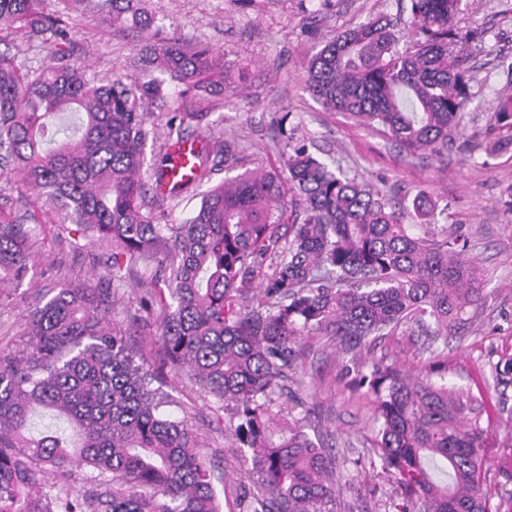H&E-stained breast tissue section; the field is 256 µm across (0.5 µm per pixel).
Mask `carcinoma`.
<instances>
[{"mask_svg":"<svg viewBox=\"0 0 512 512\" xmlns=\"http://www.w3.org/2000/svg\"><path fill=\"white\" fill-rule=\"evenodd\" d=\"M118 27L146 28L140 0H58ZM461 0H410L411 36L378 16L329 41L309 60L305 84L342 114L412 157L442 156L470 100L472 76L453 48L474 31L458 26ZM52 0H0V44L18 36L55 40L57 62L31 69L0 52V170L42 205L0 215V281L34 274L33 248L45 206L82 239L112 248L93 282L66 283L27 315V348L0 352V512H219L212 474L185 420L167 415L157 373L188 371L222 408L240 452L260 476L239 512H334L343 476L325 448L273 411L287 391L306 336L331 337L356 358L372 336L409 322L436 336L469 324L482 296L477 260L460 237L431 229L438 204L416 193L401 210L380 188L303 146L279 171L246 170L210 184L215 167L237 162L227 141L200 142L181 190L146 202L147 186L170 172L169 144L145 166L148 106L181 105L169 127L201 121L224 90V55L173 36L144 49L160 77L128 84L66 61L71 31ZM73 113L70 131L52 123ZM490 152L512 146V94L489 116ZM199 192L181 224L162 223L164 202ZM411 214L414 224L404 223ZM162 256L139 310L159 312L154 347L138 352L106 314L130 267ZM448 362L434 352L417 374L379 360L356 370L378 429L374 446L397 488L392 512H512L491 506L483 416L487 404L448 388ZM496 386L512 385V358L495 364ZM42 408L64 423L39 430ZM107 478L92 496L48 495L70 466Z\"/></svg>","mask_w":512,"mask_h":512,"instance_id":"carcinoma-1","label":"carcinoma"}]
</instances>
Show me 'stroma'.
Instances as JSON below:
<instances>
[{
  "label": "stroma",
  "mask_w": 512,
  "mask_h": 512,
  "mask_svg": "<svg viewBox=\"0 0 512 512\" xmlns=\"http://www.w3.org/2000/svg\"><path fill=\"white\" fill-rule=\"evenodd\" d=\"M141 5L153 16L147 30L70 14L67 61L98 76L118 67L128 80L145 82L153 74L136 65L142 47L176 34L205 42L224 51L239 93L217 96L207 119L186 123V132L200 140L236 142L242 152L239 170L282 168L285 147L275 126L283 116L294 142L307 144L331 168L358 175L397 200L422 190L446 204L437 225L467 238L481 264L484 295L468 328L448 340V383L496 400L491 369L512 356V147L489 156L476 144L498 95L512 94V0H461L458 24L477 36L455 53L473 68L475 79L454 143L440 158L401 156L378 135L324 109L305 86L306 62L326 40L383 14L408 15L407 0H142ZM39 233L32 280L19 288L0 283V349L14 354L27 344L25 317L33 308L62 284L90 279L103 269L99 244L72 248L74 225L44 224ZM155 268L152 262L136 266L110 311L112 323L138 345L150 344L157 334L156 318L137 317L144 282ZM431 342L418 329H400L374 340L362 357L393 360L415 373L427 363ZM297 374L294 392L310 411L307 429L320 436L347 481L337 512H386L393 488L372 449L371 405L351 388V377L327 338L301 342ZM163 379L166 410L192 424L198 451L216 477L221 512H235L258 474L225 430V411L189 373L167 371ZM490 434L487 486L498 501L512 497V429L495 417Z\"/></svg>",
  "instance_id": "35a3bbf8"
}]
</instances>
